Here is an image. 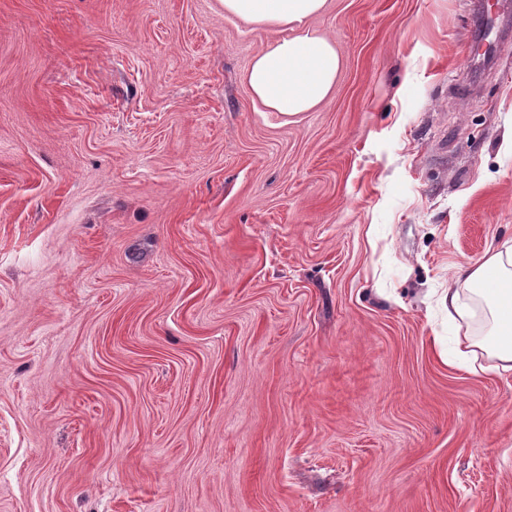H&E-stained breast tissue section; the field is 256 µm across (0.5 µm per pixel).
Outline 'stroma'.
<instances>
[{
    "label": "stroma",
    "instance_id": "stroma-1",
    "mask_svg": "<svg viewBox=\"0 0 512 512\" xmlns=\"http://www.w3.org/2000/svg\"><path fill=\"white\" fill-rule=\"evenodd\" d=\"M328 0L293 117L218 0H0V512H512V0ZM511 267L512 240H509L488 252L480 264L457 270L453 284L448 286V294L444 296V301H448V317L454 320L469 322L476 316V303L491 319V327L485 336L471 332L457 336V359L467 363L473 372L486 368L478 363L480 357L495 361L493 368L497 371L512 372ZM465 295L473 306L462 301Z\"/></svg>",
    "mask_w": 512,
    "mask_h": 512
}]
</instances>
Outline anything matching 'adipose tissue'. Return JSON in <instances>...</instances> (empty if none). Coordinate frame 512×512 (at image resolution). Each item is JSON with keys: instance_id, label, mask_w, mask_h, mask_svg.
<instances>
[{"instance_id": "adipose-tissue-1", "label": "adipose tissue", "mask_w": 512, "mask_h": 512, "mask_svg": "<svg viewBox=\"0 0 512 512\" xmlns=\"http://www.w3.org/2000/svg\"><path fill=\"white\" fill-rule=\"evenodd\" d=\"M226 15L279 31L257 53L246 81L253 102L271 112L295 116L330 95L342 60L334 40L309 26L326 0H220ZM448 315L467 321L485 309L491 327L485 336L465 333L456 340L460 361L476 367L480 358L496 370L512 372V240L488 252L472 267L457 270L446 296Z\"/></svg>"}]
</instances>
